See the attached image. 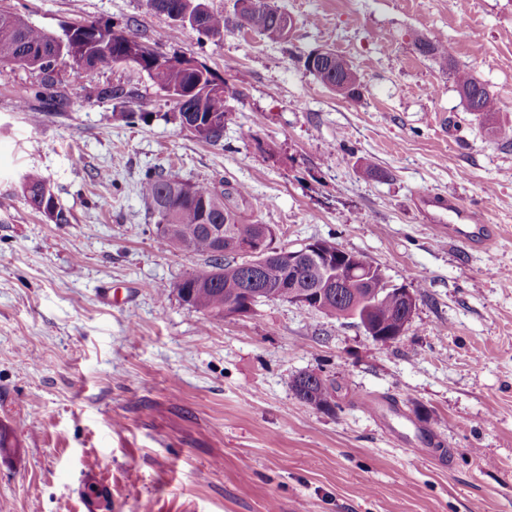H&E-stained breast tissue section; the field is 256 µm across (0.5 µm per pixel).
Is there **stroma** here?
<instances>
[{"instance_id": "35a3bbf8", "label": "stroma", "mask_w": 512, "mask_h": 512, "mask_svg": "<svg viewBox=\"0 0 512 512\" xmlns=\"http://www.w3.org/2000/svg\"><path fill=\"white\" fill-rule=\"evenodd\" d=\"M203 2L223 36L147 0H0L50 32L112 23L238 90L208 144L138 68L64 62L52 107L29 98L37 72L0 64V512H84L91 468L107 512H512V146L412 43L442 40L512 126V0H273L293 24L278 43L240 27L235 0ZM322 48L355 66L359 99L306 70ZM109 85L126 97L98 99ZM126 108L145 120L113 121ZM154 167L245 187L239 209L276 247L364 256L415 294L406 334L382 345L287 301L204 321L176 291L204 257L155 242L140 192ZM32 169L68 223L24 199ZM434 193L476 209L495 243L436 239L415 208ZM303 372L334 381L336 412L295 397Z\"/></svg>"}]
</instances>
